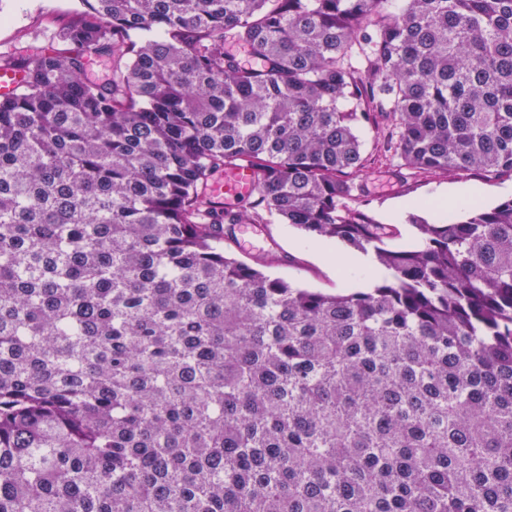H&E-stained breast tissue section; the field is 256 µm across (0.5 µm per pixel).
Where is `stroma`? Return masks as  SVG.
Returning a JSON list of instances; mask_svg holds the SVG:
<instances>
[{
    "instance_id": "stroma-1",
    "label": "stroma",
    "mask_w": 512,
    "mask_h": 512,
    "mask_svg": "<svg viewBox=\"0 0 512 512\" xmlns=\"http://www.w3.org/2000/svg\"><path fill=\"white\" fill-rule=\"evenodd\" d=\"M83 9L82 0H0V59L14 48L43 40L71 22ZM359 135L364 144L366 168L356 183L370 202L369 212L375 222L389 224L391 233L387 244L391 248H407L416 242V232L407 218L416 215L432 220L427 202L438 190L469 185L480 187L484 191L482 203L487 207L512 197V182L508 180L489 182L476 173L460 178L411 173L385 152L387 132L363 128ZM400 204L406 207L405 218L388 223V214ZM257 230L254 249L242 251L235 242L228 240L224 243L227 254L249 265L272 254L277 261L268 266L269 274L325 294L345 292L348 268L342 260H329L313 251L305 233L273 218L258 225Z\"/></svg>"
}]
</instances>
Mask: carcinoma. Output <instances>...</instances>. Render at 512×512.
Returning <instances> with one entry per match:
<instances>
[{"instance_id":"obj_1","label":"carcinoma","mask_w":512,"mask_h":512,"mask_svg":"<svg viewBox=\"0 0 512 512\" xmlns=\"http://www.w3.org/2000/svg\"><path fill=\"white\" fill-rule=\"evenodd\" d=\"M84 2L0 97V512H512V199L393 250L354 195L361 125L512 178V0ZM267 217L389 278L224 253ZM224 178V185L222 183H215L211 188V193L218 198L223 195L225 199L245 198L239 200H231L233 206L245 209L249 207L251 198L249 196L255 189L252 174L249 169L238 168L231 172H225L215 176L214 181Z\"/></svg>"}]
</instances>
